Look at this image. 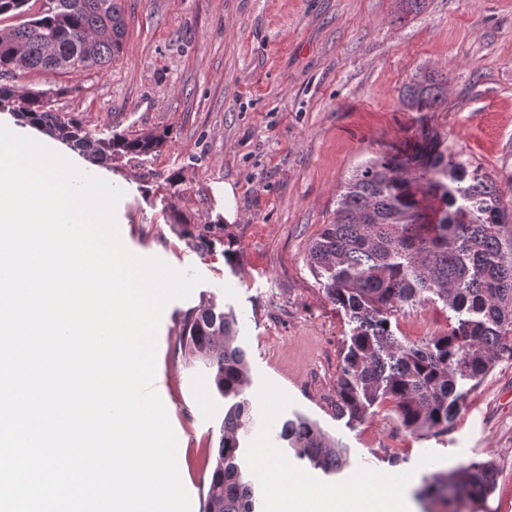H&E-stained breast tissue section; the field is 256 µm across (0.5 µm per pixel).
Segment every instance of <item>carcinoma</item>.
Wrapping results in <instances>:
<instances>
[{
  "instance_id": "carcinoma-1",
  "label": "carcinoma",
  "mask_w": 512,
  "mask_h": 512,
  "mask_svg": "<svg viewBox=\"0 0 512 512\" xmlns=\"http://www.w3.org/2000/svg\"><path fill=\"white\" fill-rule=\"evenodd\" d=\"M25 16L0 25V74L37 69L52 73L100 69L120 56L126 24L122 0H0V16ZM448 78L428 72L404 86L403 107L428 112L444 101ZM0 111H8L94 160L136 158L157 151L164 135L97 137L83 122L65 118L46 91L0 85ZM439 198L434 223L422 199ZM512 212L493 179L460 154L448 152L437 133L422 132L409 149L375 154L340 186L336 217L309 247V260L328 297L354 324L336 385V410L361 420L380 400L395 403L412 432L448 430L471 382L502 359L512 360V242L501 228ZM438 299L457 316L444 336L404 344L390 314L421 299ZM236 317L215 304L188 314L184 354L209 370L224 398V420L205 512H256V489L244 456L253 414L245 397L249 367L236 344ZM278 437L311 468L341 472L349 449L319 423L296 413ZM496 479L490 461L468 463L423 479L416 496L432 506L486 497Z\"/></svg>"
}]
</instances>
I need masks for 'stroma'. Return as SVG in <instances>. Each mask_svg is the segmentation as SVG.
I'll return each mask as SVG.
<instances>
[{
    "label": "stroma",
    "mask_w": 512,
    "mask_h": 512,
    "mask_svg": "<svg viewBox=\"0 0 512 512\" xmlns=\"http://www.w3.org/2000/svg\"><path fill=\"white\" fill-rule=\"evenodd\" d=\"M127 33L119 58L93 70H16L0 83L56 89L61 115L96 136L167 132L159 151L86 172L121 188L116 218L124 245L141 257L195 269L204 281L169 303L160 321L155 376L178 437L179 472L203 512L224 406L208 371L185 360L179 336L189 310L208 303L238 321L254 416L302 413L350 450L326 476L259 426L246 438L261 512H278L266 471L294 479L301 501L328 492L326 507L392 487L406 512L426 475L494 461L493 492L433 512H512V361L471 388L443 434L413 433L393 402L358 422L336 412V383L351 325L325 293L308 249L335 217L344 178L375 153L412 146L433 130L497 183L512 209V0H425L401 14L395 0H123ZM445 75L433 112L399 101L412 79ZM181 179L179 192L168 188ZM236 192L238 219L211 248L184 235L224 211ZM402 342L419 344L456 322L440 301L392 312Z\"/></svg>",
    "instance_id": "35a3bbf8"
}]
</instances>
